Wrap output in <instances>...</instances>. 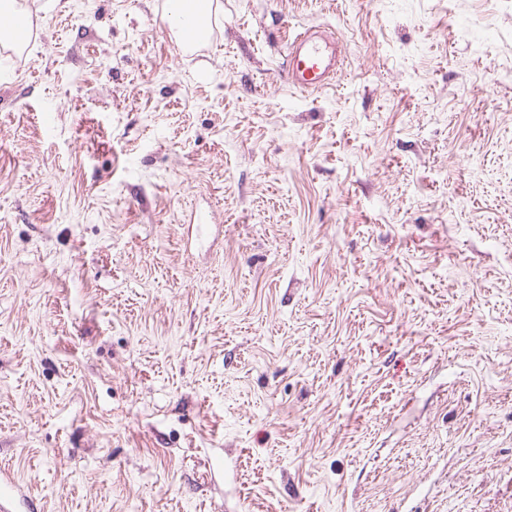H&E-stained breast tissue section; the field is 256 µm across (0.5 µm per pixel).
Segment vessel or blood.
Masks as SVG:
<instances>
[{"mask_svg": "<svg viewBox=\"0 0 512 512\" xmlns=\"http://www.w3.org/2000/svg\"><path fill=\"white\" fill-rule=\"evenodd\" d=\"M185 23V42L195 44L205 29V0H182L180 8ZM339 50L335 42L312 31L299 33L287 62V77L297 88L321 89L336 73Z\"/></svg>", "mask_w": 512, "mask_h": 512, "instance_id": "obj_1", "label": "vessel or blood"}]
</instances>
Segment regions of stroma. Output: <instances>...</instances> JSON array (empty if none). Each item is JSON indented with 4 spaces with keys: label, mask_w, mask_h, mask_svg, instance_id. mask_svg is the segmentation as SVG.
I'll list each match as a JSON object with an SVG mask.
<instances>
[{
    "label": "stroma",
    "mask_w": 512,
    "mask_h": 512,
    "mask_svg": "<svg viewBox=\"0 0 512 512\" xmlns=\"http://www.w3.org/2000/svg\"><path fill=\"white\" fill-rule=\"evenodd\" d=\"M18 5L22 512H512V0H219L187 52L166 0ZM339 50L335 41L310 30L299 33L287 62L289 82L299 89H322L336 74Z\"/></svg>",
    "instance_id": "obj_1"
}]
</instances>
